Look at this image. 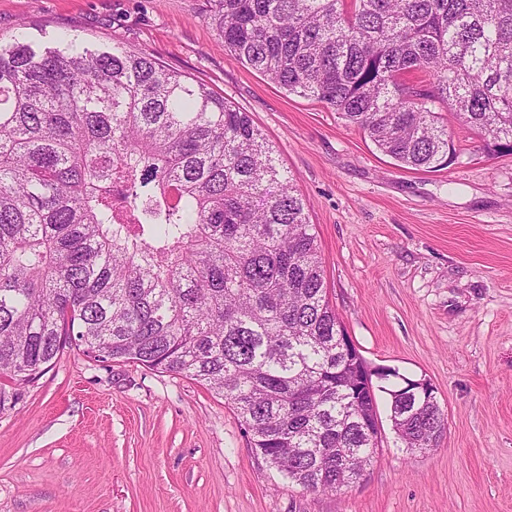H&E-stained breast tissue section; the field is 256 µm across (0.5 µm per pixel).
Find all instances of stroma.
Wrapping results in <instances>:
<instances>
[{
	"label": "stroma",
	"instance_id": "1",
	"mask_svg": "<svg viewBox=\"0 0 512 512\" xmlns=\"http://www.w3.org/2000/svg\"><path fill=\"white\" fill-rule=\"evenodd\" d=\"M212 0H0V40L66 34L155 55L250 113L309 203L328 296L374 379L381 439L337 492L253 452L223 398L181 375L64 349L34 382L0 377V512H512V155L449 120L459 159L401 167L336 112L224 48ZM428 379L436 447H400L399 378Z\"/></svg>",
	"mask_w": 512,
	"mask_h": 512
}]
</instances>
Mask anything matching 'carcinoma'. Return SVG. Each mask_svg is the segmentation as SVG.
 I'll list each match as a JSON object with an SVG mask.
<instances>
[{"instance_id": "1", "label": "carcinoma", "mask_w": 512, "mask_h": 512, "mask_svg": "<svg viewBox=\"0 0 512 512\" xmlns=\"http://www.w3.org/2000/svg\"><path fill=\"white\" fill-rule=\"evenodd\" d=\"M214 2L225 50L403 166L458 159L444 111L512 154V0ZM346 337L308 203L249 113L123 46L0 42V374L30 382L74 344L185 376L329 493L371 464L379 415ZM389 396L405 448L443 434L436 398Z\"/></svg>"}]
</instances>
